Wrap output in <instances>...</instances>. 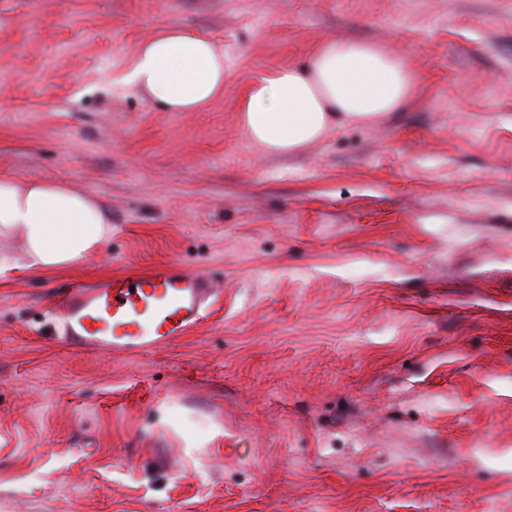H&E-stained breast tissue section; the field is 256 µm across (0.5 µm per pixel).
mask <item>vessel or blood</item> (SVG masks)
<instances>
[{
  "label": "vessel or blood",
  "instance_id": "vessel-or-blood-1",
  "mask_svg": "<svg viewBox=\"0 0 512 512\" xmlns=\"http://www.w3.org/2000/svg\"><path fill=\"white\" fill-rule=\"evenodd\" d=\"M215 294L204 275L153 262L92 281L74 282L59 299L70 345L79 350L143 354L204 319Z\"/></svg>",
  "mask_w": 512,
  "mask_h": 512
}]
</instances>
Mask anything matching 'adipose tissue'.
<instances>
[{"mask_svg": "<svg viewBox=\"0 0 512 512\" xmlns=\"http://www.w3.org/2000/svg\"><path fill=\"white\" fill-rule=\"evenodd\" d=\"M129 84L170 112H195L224 94V52L180 24L142 42ZM418 77L407 59L380 44L330 40L301 66H285L251 83L239 110L249 139L266 153L287 155L342 124L371 126L400 110ZM112 235V216L91 192L63 181L0 177V240L20 239L21 252H0V276L73 264Z\"/></svg>", "mask_w": 512, "mask_h": 512, "instance_id": "ef3b65f1", "label": "adipose tissue"}]
</instances>
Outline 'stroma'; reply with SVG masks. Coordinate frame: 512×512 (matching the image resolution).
Wrapping results in <instances>:
<instances>
[{"label":"stroma","mask_w":512,"mask_h":512,"mask_svg":"<svg viewBox=\"0 0 512 512\" xmlns=\"http://www.w3.org/2000/svg\"><path fill=\"white\" fill-rule=\"evenodd\" d=\"M177 23L224 96L126 77ZM330 39L418 88L372 127L254 147L253 79ZM99 196L112 237L0 277V512H512V0H0V176ZM165 260L206 317L78 352L52 289Z\"/></svg>","instance_id":"obj_1"}]
</instances>
